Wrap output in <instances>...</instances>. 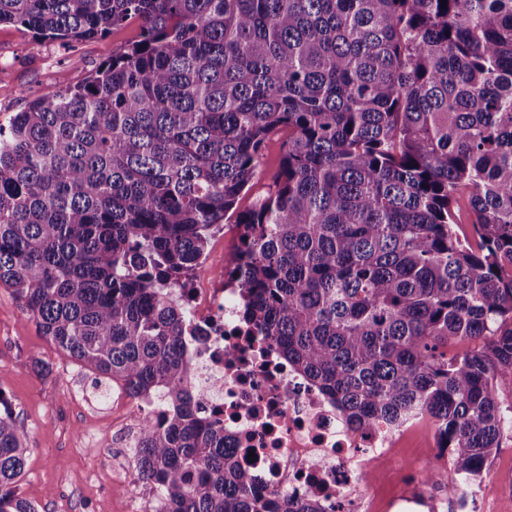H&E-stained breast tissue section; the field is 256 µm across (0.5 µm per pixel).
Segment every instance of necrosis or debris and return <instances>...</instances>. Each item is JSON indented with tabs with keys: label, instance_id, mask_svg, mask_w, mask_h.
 <instances>
[{
	"label": "necrosis or debris",
	"instance_id": "obj_1",
	"mask_svg": "<svg viewBox=\"0 0 512 512\" xmlns=\"http://www.w3.org/2000/svg\"><path fill=\"white\" fill-rule=\"evenodd\" d=\"M241 291L216 276H191L184 291L187 380L201 410L223 420L224 444L244 454L256 490L316 495L347 512H446L419 485L377 504L364 476L389 459L397 430L351 429L326 396L288 365L269 337L239 316Z\"/></svg>",
	"mask_w": 512,
	"mask_h": 512
}]
</instances>
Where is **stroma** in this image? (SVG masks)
I'll list each match as a JSON object with an SVG mask.
<instances>
[{"label": "stroma", "mask_w": 512, "mask_h": 512, "mask_svg": "<svg viewBox=\"0 0 512 512\" xmlns=\"http://www.w3.org/2000/svg\"><path fill=\"white\" fill-rule=\"evenodd\" d=\"M139 21L101 37L69 45L36 37L22 27L0 24V123L44 92L86 80L98 64L137 40ZM287 131L273 134L257 175L237 201L251 209L274 187ZM0 391L9 398L29 434L21 494L38 512H131L133 492L117 468H134L131 449L112 423V396L96 388L93 374L72 363L41 336L10 288L0 286ZM433 424L414 430L371 481L381 492H401L418 481L414 460L431 459L449 473L436 448ZM484 512H512V439L487 460L481 479Z\"/></svg>", "instance_id": "obj_1"}]
</instances>
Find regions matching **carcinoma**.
Instances as JSON below:
<instances>
[{
    "label": "carcinoma",
    "instance_id": "carcinoma-1",
    "mask_svg": "<svg viewBox=\"0 0 512 512\" xmlns=\"http://www.w3.org/2000/svg\"><path fill=\"white\" fill-rule=\"evenodd\" d=\"M130 19L139 40L0 125V285L97 385L163 398L132 448L157 512H345L253 489L184 387L168 293L284 129L275 191L236 216L244 321L352 426L427 416L479 480L512 435V0H0L64 43ZM27 452L0 392V512H38ZM455 206L457 233L460 239L472 242L474 239L473 222L475 221V215L469 204V192L467 189H460L458 203Z\"/></svg>",
    "mask_w": 512,
    "mask_h": 512
}]
</instances>
